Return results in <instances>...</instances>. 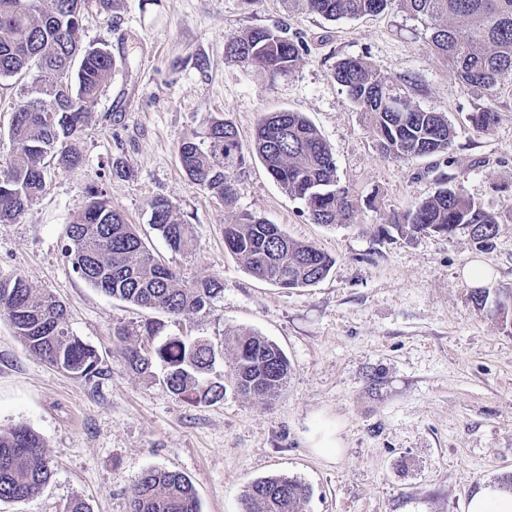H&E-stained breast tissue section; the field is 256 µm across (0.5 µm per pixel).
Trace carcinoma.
<instances>
[{
	"instance_id": "obj_1",
	"label": "carcinoma",
	"mask_w": 512,
	"mask_h": 512,
	"mask_svg": "<svg viewBox=\"0 0 512 512\" xmlns=\"http://www.w3.org/2000/svg\"><path fill=\"white\" fill-rule=\"evenodd\" d=\"M304 10L329 21L377 15L396 8L423 22L436 56L453 71L464 89L485 91L490 103L470 114L480 132L498 121L494 101L512 95V0H300ZM88 0H0V77L35 68L39 75L27 100L15 110L9 139L14 161L0 171V224H14L45 188V158L67 142L58 163L78 164V135L112 75L115 59L104 48H81L76 34ZM301 45L282 32L253 27L227 40L230 60L256 68L272 79L292 75ZM333 78L359 111L385 157L444 155L454 129L441 112L412 104L408 82L392 79L359 57L336 64ZM257 156L288 196L304 203L315 224H352L355 206L341 186L330 150L318 129L301 113L264 114L254 137L244 144L236 127L212 121L202 139L184 136L178 145L181 166L190 180L230 205L231 172ZM150 224L174 252L191 247L187 225L172 203L157 197L150 204ZM391 228L404 239L420 233H468L480 249H490L498 232L497 216L477 205L448 177L438 178L435 193L394 219ZM389 228V229H391ZM389 229L382 228L384 234ZM67 257L82 280L131 304L181 316L199 313L223 293L216 279L179 284L175 272L145 247L133 225L93 196L67 224ZM224 245L254 277L281 288L313 286L335 259L313 245L290 239L277 224L249 213L224 225ZM0 316L25 347L49 365L88 383L102 376L98 352L67 328V309L49 295L36 293L20 277L0 281ZM495 316L512 326V292L495 303ZM232 353L224 380H213L217 362L213 344L203 338H168L143 353L123 346L118 354L138 372L160 369L169 392L197 403L224 398V382L244 395L274 396L286 382L288 359L274 342L249 332L224 333ZM43 438L26 426L0 431V501H21L38 494L52 468ZM308 488L288 476L258 479L243 498L244 512H300ZM127 512H199L195 489L176 472L150 469L134 480Z\"/></svg>"
}]
</instances>
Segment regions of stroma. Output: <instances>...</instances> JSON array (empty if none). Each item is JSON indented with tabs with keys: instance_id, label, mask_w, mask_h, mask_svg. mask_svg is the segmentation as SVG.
<instances>
[{
	"instance_id": "stroma-1",
	"label": "stroma",
	"mask_w": 512,
	"mask_h": 512,
	"mask_svg": "<svg viewBox=\"0 0 512 512\" xmlns=\"http://www.w3.org/2000/svg\"><path fill=\"white\" fill-rule=\"evenodd\" d=\"M256 26L300 43L291 76L273 81L227 59V38ZM77 40L109 49L117 65L79 136L81 163L49 166L37 201L18 223L0 224V279L22 277L65 304L69 330L97 350L104 374L88 383L48 365L0 317V430L33 429L53 468L40 494L0 502V512H65L75 499L90 512H127L133 480L150 469L186 476L200 512H242L247 486L279 475L308 486L302 512H464L479 487L502 484L512 473V330L476 307L461 271L484 262L487 290L512 291V99L494 103L490 132L476 131L469 115L487 94L462 90L423 23L396 9L328 21L289 0H115L110 13L88 10ZM349 56L411 78L412 102L455 130L447 154L384 158L333 78ZM34 80L0 78V170L15 154L8 131ZM281 110L321 132L357 203L353 223H312L253 155L233 175L229 205L182 169L183 135L217 117L247 142L261 115ZM443 173L499 214L491 250L463 231L381 234L433 195ZM95 191L182 283L215 278L223 293L206 311L172 317L85 283L66 256L65 229ZM157 197L188 225L189 252H172L151 228ZM244 212L333 256L328 276L284 289L249 274L224 246L225 222ZM150 322L165 338L264 336L286 354L287 382L263 400L231 386L213 404L174 396L161 373L134 371L117 352L151 347ZM118 327L126 339L114 336ZM326 428L343 441L338 459L312 448Z\"/></svg>"
}]
</instances>
